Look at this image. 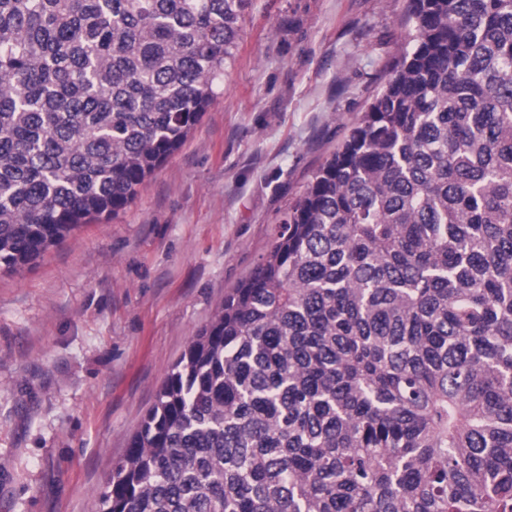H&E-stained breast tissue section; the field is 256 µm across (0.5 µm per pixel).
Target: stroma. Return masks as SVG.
<instances>
[{
  "instance_id": "35a3bbf8",
  "label": "stroma",
  "mask_w": 512,
  "mask_h": 512,
  "mask_svg": "<svg viewBox=\"0 0 512 512\" xmlns=\"http://www.w3.org/2000/svg\"><path fill=\"white\" fill-rule=\"evenodd\" d=\"M409 0H248L219 95L116 216L0 273V512H95L174 363L389 78Z\"/></svg>"
}]
</instances>
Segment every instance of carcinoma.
<instances>
[{
  "label": "carcinoma",
  "instance_id": "carcinoma-1",
  "mask_svg": "<svg viewBox=\"0 0 512 512\" xmlns=\"http://www.w3.org/2000/svg\"><path fill=\"white\" fill-rule=\"evenodd\" d=\"M245 4L0 0V268L135 200ZM404 23L98 512H512V0H409Z\"/></svg>",
  "mask_w": 512,
  "mask_h": 512
}]
</instances>
